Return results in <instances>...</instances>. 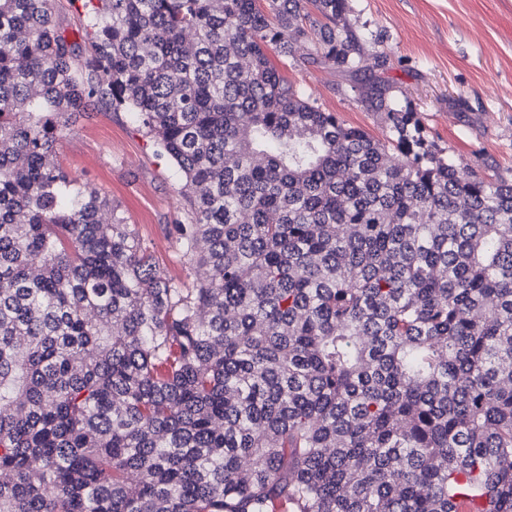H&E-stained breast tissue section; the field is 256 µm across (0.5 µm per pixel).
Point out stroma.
Here are the masks:
<instances>
[{"label": "stroma", "instance_id": "35a3bbf8", "mask_svg": "<svg viewBox=\"0 0 512 512\" xmlns=\"http://www.w3.org/2000/svg\"><path fill=\"white\" fill-rule=\"evenodd\" d=\"M354 28L383 34L392 65L383 78L400 107L421 121L426 142L483 175L512 174V0H350ZM289 81L323 109L377 140L380 113L360 103L349 75L291 61ZM55 163L102 196L121 203L157 268L192 284L204 274L183 256L175 226L181 185L173 163L138 129L130 113L103 107L73 116Z\"/></svg>", "mask_w": 512, "mask_h": 512}]
</instances>
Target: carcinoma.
I'll use <instances>...</instances> for the list:
<instances>
[{
  "label": "carcinoma",
  "instance_id": "cac0c4a2",
  "mask_svg": "<svg viewBox=\"0 0 512 512\" xmlns=\"http://www.w3.org/2000/svg\"><path fill=\"white\" fill-rule=\"evenodd\" d=\"M0 0V512H512V176L463 175L348 0ZM353 77L386 142L271 59ZM132 114L184 183L186 286L51 164ZM55 22L64 27L70 39L82 45L83 54L87 43L82 38V28L86 22L85 9L81 0H55Z\"/></svg>",
  "mask_w": 512,
  "mask_h": 512
}]
</instances>
